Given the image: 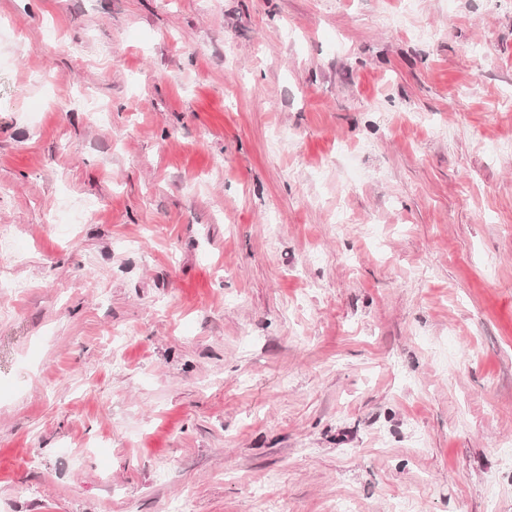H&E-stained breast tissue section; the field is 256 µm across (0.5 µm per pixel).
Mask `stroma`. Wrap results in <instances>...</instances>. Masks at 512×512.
<instances>
[{
	"label": "stroma",
	"instance_id": "stroma-1",
	"mask_svg": "<svg viewBox=\"0 0 512 512\" xmlns=\"http://www.w3.org/2000/svg\"><path fill=\"white\" fill-rule=\"evenodd\" d=\"M0 512H512V0H0Z\"/></svg>",
	"mask_w": 512,
	"mask_h": 512
}]
</instances>
